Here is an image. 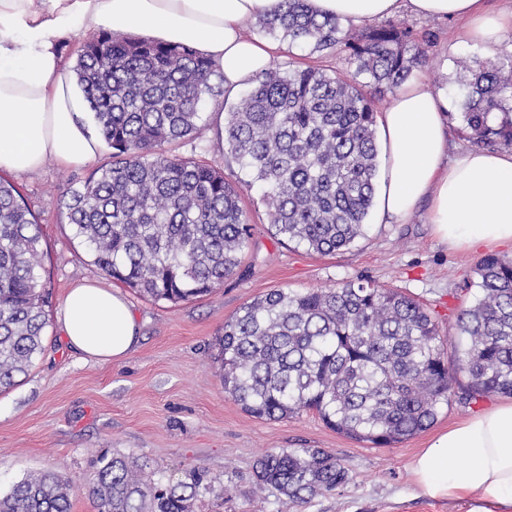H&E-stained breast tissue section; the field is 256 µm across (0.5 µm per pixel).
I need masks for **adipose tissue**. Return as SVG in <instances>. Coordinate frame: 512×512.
I'll use <instances>...</instances> for the list:
<instances>
[{
    "mask_svg": "<svg viewBox=\"0 0 512 512\" xmlns=\"http://www.w3.org/2000/svg\"><path fill=\"white\" fill-rule=\"evenodd\" d=\"M283 0H0V171L27 174L54 161L93 162L103 142L60 40L88 32L138 33L192 46L224 77L225 96L270 67L279 46L243 33L245 20ZM314 12L361 27L405 8L424 18H463L465 40L497 45L512 11L486 0H308ZM448 99L423 83L402 85L379 118L386 157L379 221L401 224L421 201L437 238L476 249L512 247V150L451 151ZM68 346L87 361L126 358L139 340L134 312L96 280L75 283L59 315ZM431 500L466 501L467 512H512V399L438 433L410 463Z\"/></svg>",
    "mask_w": 512,
    "mask_h": 512,
    "instance_id": "adipose-tissue-1",
    "label": "adipose tissue"
}]
</instances>
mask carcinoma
Wrapping results in <instances>:
<instances>
[{
  "mask_svg": "<svg viewBox=\"0 0 512 512\" xmlns=\"http://www.w3.org/2000/svg\"><path fill=\"white\" fill-rule=\"evenodd\" d=\"M261 31L313 52L339 50L356 65L342 78L320 68L276 65L252 80L227 113L226 154L262 190L273 235L320 255L363 235L378 173L376 95L428 62L410 27L345 30L336 17L284 0ZM462 129L477 146L512 145V58L472 56L460 64ZM112 161L61 191L75 238L103 273L143 297L178 302L204 295L237 273L251 225L224 171L164 145L190 139L224 77L185 44L100 31L73 67ZM366 75L367 82L357 77ZM44 251L36 217L0 177V390L41 353L51 293L40 280ZM477 296L457 319L466 348L450 359L451 337L414 298L369 282L306 291L273 290L224 322L219 338L224 393L257 417L316 411L336 431L390 447L430 427L459 374V403L512 395V260L484 258ZM190 482H147L124 457L102 456L89 484L99 512H196L206 471ZM350 481L322 448L270 449L253 483L284 506ZM72 487L31 474L0 493V512H70Z\"/></svg>",
  "mask_w": 512,
  "mask_h": 512,
  "instance_id": "obj_1",
  "label": "carcinoma"
}]
</instances>
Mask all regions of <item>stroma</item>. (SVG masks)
<instances>
[{"label": "stroma", "mask_w": 512, "mask_h": 512, "mask_svg": "<svg viewBox=\"0 0 512 512\" xmlns=\"http://www.w3.org/2000/svg\"><path fill=\"white\" fill-rule=\"evenodd\" d=\"M387 23L410 26L431 40L429 64L412 80L447 96L453 147L469 146L459 129L460 58L512 57V33L494 48L459 40L460 19H425L402 10ZM281 61L351 75L345 54L285 47ZM219 115L205 107L193 139L169 144L170 154L220 166L238 191L252 226V245L236 275L223 287L187 301H153L122 288L139 324V343L128 357L110 363L82 361L60 331L59 314L69 288L83 279H103L73 235L60 203L64 187L78 185L95 165L111 159L103 150L96 164L65 167L48 162L41 170L14 176L42 229L46 253L41 276L51 288L44 349L14 386L0 391V492L28 473L50 471L71 482V512H98L86 486L98 455L133 456L152 481L184 479L188 464H201L212 481L199 512H466L460 501L416 497L409 463L433 433L495 405L491 395L477 404L450 401L431 429L392 447L373 448L328 427L307 410L285 420L246 413L225 395L216 357L224 323L243 305L276 289L332 288L369 279L418 299L441 334L456 332L458 313L473 302L464 278L483 251L463 252L440 243L425 210L406 224H382L370 212L363 236L348 249L318 255L274 238L258 187L216 140ZM271 448H321L336 455L351 479L343 487L285 508L272 492L250 494L255 460Z\"/></svg>", "instance_id": "35a3bbf8"}]
</instances>
